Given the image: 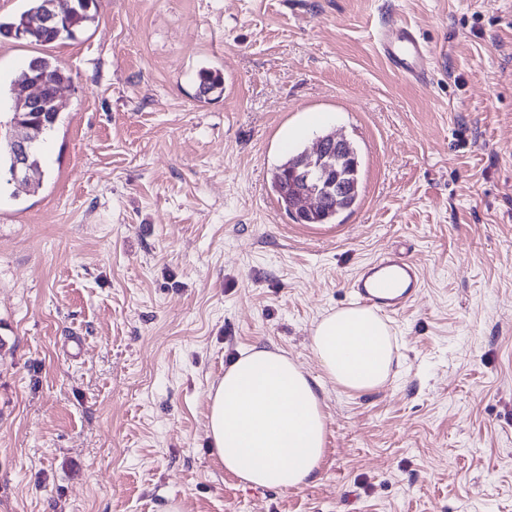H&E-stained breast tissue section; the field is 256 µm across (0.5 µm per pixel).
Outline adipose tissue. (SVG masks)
<instances>
[{
    "label": "adipose tissue",
    "mask_w": 512,
    "mask_h": 512,
    "mask_svg": "<svg viewBox=\"0 0 512 512\" xmlns=\"http://www.w3.org/2000/svg\"><path fill=\"white\" fill-rule=\"evenodd\" d=\"M311 350L321 377L281 351L251 347L210 388L208 434L225 470L244 484L287 491L312 481L326 441L323 383L353 393L382 387L397 343L379 315L354 305L315 322Z\"/></svg>",
    "instance_id": "1"
}]
</instances>
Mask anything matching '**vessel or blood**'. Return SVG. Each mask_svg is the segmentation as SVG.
<instances>
[{
    "mask_svg": "<svg viewBox=\"0 0 512 512\" xmlns=\"http://www.w3.org/2000/svg\"><path fill=\"white\" fill-rule=\"evenodd\" d=\"M382 55L401 77L426 80L433 53L417 30L393 21L376 33ZM357 304L394 313L417 299L422 288L419 265L408 254L389 251L362 265L349 282Z\"/></svg>",
    "mask_w": 512,
    "mask_h": 512,
    "instance_id": "1",
    "label": "vessel or blood"
}]
</instances>
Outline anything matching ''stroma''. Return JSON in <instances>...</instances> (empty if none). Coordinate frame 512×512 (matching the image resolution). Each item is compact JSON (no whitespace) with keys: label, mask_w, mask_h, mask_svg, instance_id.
<instances>
[{"label":"stroma","mask_w":512,"mask_h":512,"mask_svg":"<svg viewBox=\"0 0 512 512\" xmlns=\"http://www.w3.org/2000/svg\"><path fill=\"white\" fill-rule=\"evenodd\" d=\"M390 19L426 81L379 54ZM38 56L70 80L28 192L0 187V512H512V0H97L75 39L0 36V87ZM327 131L362 201L308 227L269 175ZM395 249L423 288L388 382L325 384L314 481L241 483L210 387L250 346L320 376L315 321ZM376 39L379 51L397 74L416 81L427 79L434 53L413 26L394 20L377 31ZM224 92V76L219 70L210 68L200 69L197 75L195 97L206 102L210 96L220 97Z\"/></svg>","instance_id":"obj_1"}]
</instances>
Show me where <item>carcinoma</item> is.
Here are the masks:
<instances>
[{"mask_svg":"<svg viewBox=\"0 0 512 512\" xmlns=\"http://www.w3.org/2000/svg\"><path fill=\"white\" fill-rule=\"evenodd\" d=\"M96 0H58V23L52 30L32 25L39 17L46 0H28V8L6 22H0V34L10 35L12 31L24 28L28 32L26 41L37 45L54 43L62 39H72L77 31L94 22L91 6ZM45 78L51 90L69 81L68 73L44 57L32 59L11 82L10 91L23 88L36 77ZM224 92V76L214 69L202 68L197 75L195 97L207 101L212 96H221ZM302 151L296 150L270 171L271 188L277 200L297 224H334L338 216L354 208L362 194L361 160L354 143L334 156L330 169L316 174L320 186V205L313 211L296 208V187L302 180L293 176ZM11 167V155L7 135L0 134V181L8 177Z\"/></svg>","mask_w":512,"mask_h":512,"instance_id":"1","label":"carcinoma"}]
</instances>
